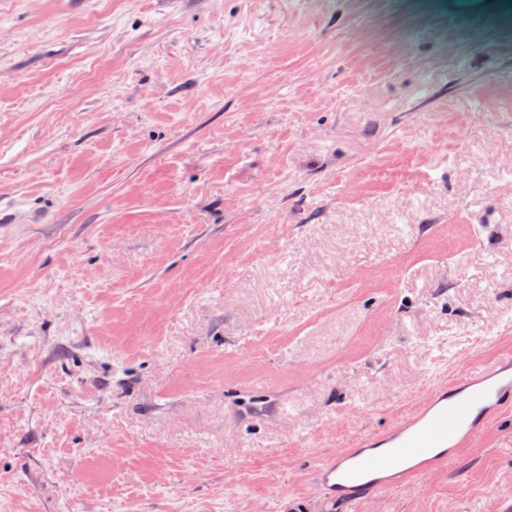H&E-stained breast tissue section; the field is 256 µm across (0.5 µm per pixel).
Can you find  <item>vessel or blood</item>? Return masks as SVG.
Listing matches in <instances>:
<instances>
[{
    "mask_svg": "<svg viewBox=\"0 0 512 512\" xmlns=\"http://www.w3.org/2000/svg\"><path fill=\"white\" fill-rule=\"evenodd\" d=\"M512 408V354L467 370L404 420L357 439L314 469L327 500L355 504L455 458L491 419Z\"/></svg>",
    "mask_w": 512,
    "mask_h": 512,
    "instance_id": "b4317fda",
    "label": "vessel or blood"
}]
</instances>
